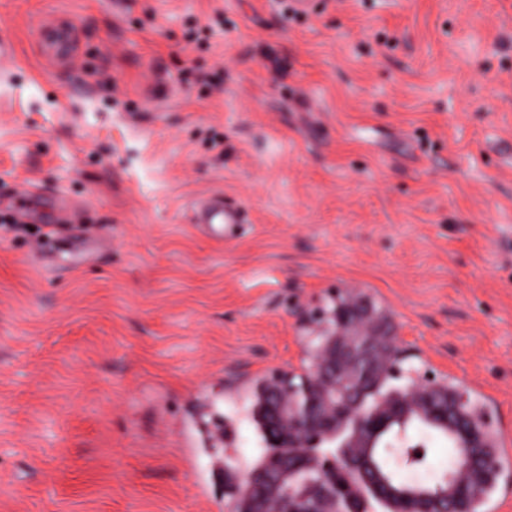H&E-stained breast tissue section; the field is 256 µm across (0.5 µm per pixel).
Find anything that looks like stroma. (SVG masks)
Masks as SVG:
<instances>
[{
  "instance_id": "1",
  "label": "stroma",
  "mask_w": 512,
  "mask_h": 512,
  "mask_svg": "<svg viewBox=\"0 0 512 512\" xmlns=\"http://www.w3.org/2000/svg\"><path fill=\"white\" fill-rule=\"evenodd\" d=\"M0 36V192L43 199L0 227V512H231L251 388L344 289L512 436V0H0ZM42 51L51 55H63L70 61L75 57L73 29L69 24L40 27L36 33ZM192 222L203 232L230 241L237 237L247 218L241 208L224 202L223 193L215 192L193 204Z\"/></svg>"
}]
</instances>
